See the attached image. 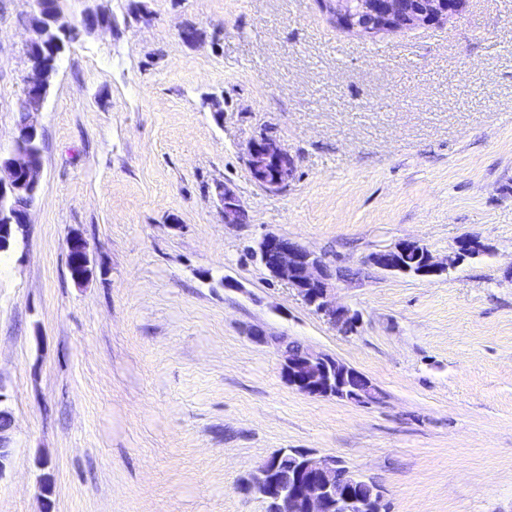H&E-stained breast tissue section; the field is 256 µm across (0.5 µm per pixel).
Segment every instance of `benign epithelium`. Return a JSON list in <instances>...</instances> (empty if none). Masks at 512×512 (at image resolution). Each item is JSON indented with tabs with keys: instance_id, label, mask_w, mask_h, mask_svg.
Masks as SVG:
<instances>
[{
	"instance_id": "1",
	"label": "benign epithelium",
	"mask_w": 512,
	"mask_h": 512,
	"mask_svg": "<svg viewBox=\"0 0 512 512\" xmlns=\"http://www.w3.org/2000/svg\"><path fill=\"white\" fill-rule=\"evenodd\" d=\"M36 11L32 18L33 37L30 41L31 65L23 77L24 94L19 109L27 112L25 124L16 128L13 143L35 136L39 131L37 115L49 94L57 72L56 59L64 51L66 43L62 36L72 27L62 21V16L48 19L46 0H32ZM328 5L337 22L347 25L355 21L367 27L373 25L394 31L426 28L455 19L462 14L465 0H321ZM52 21L58 35H50L47 21ZM245 163L254 182L271 192L284 190L294 177L296 158L273 139L259 135L253 137L245 148ZM42 165L31 163L29 157L17 147L3 155L0 153V253L10 251L25 236L29 226L30 210L35 204L39 190ZM219 197L224 206V223H239L238 215L243 207L237 195L224 188ZM68 251L77 252L82 263L90 266L87 244L73 234L69 237ZM248 250L269 275L285 281L294 289L304 304L316 315L345 335L358 328V315L339 304L331 294L330 267L323 257L298 242L275 233H266L255 240ZM485 250L484 243L475 236L458 241L454 261L461 262ZM422 261L416 272L419 277L439 276L448 266L433 260L429 250L419 241L402 240L385 247L368 257V263L390 273L407 274L408 258ZM342 362L312 349L304 348L286 358L282 371L286 380L298 392L317 397L331 393L329 367ZM335 397L359 404L369 405L381 390L368 382L366 388L344 394L336 389ZM13 418L0 423V477L11 457L10 434ZM301 459L303 469L296 484L278 492L263 488V468L252 474L245 490L255 492L274 501V512H328L331 500H336V512H385L384 501L368 502L352 496L348 491L351 480L348 474L336 470V460L318 457L308 451H295Z\"/></svg>"
}]
</instances>
